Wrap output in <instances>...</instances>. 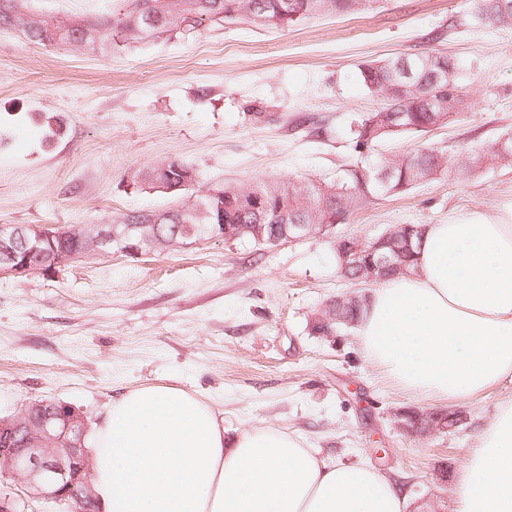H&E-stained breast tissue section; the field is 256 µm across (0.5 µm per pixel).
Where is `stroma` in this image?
I'll return each mask as SVG.
<instances>
[{
	"label": "stroma",
	"mask_w": 512,
	"mask_h": 512,
	"mask_svg": "<svg viewBox=\"0 0 512 512\" xmlns=\"http://www.w3.org/2000/svg\"><path fill=\"white\" fill-rule=\"evenodd\" d=\"M467 0H376L366 13L313 15L285 29L240 22L112 52L50 47L0 31V225L105 224L164 209L129 175L178 160L191 192L257 179L334 181L355 163L352 132L383 100L361 66L442 52L459 63L468 108L380 154L443 149L445 176L349 213L331 234L260 247L221 239L80 259L49 274H0V408L67 403L97 423L127 390L164 383L208 402L229 432L275 427L344 465L404 486V512H455L452 482L512 385L458 403L463 422L399 432L402 407L448 408L396 385L342 328L311 322L360 293L335 241L395 224H439L512 200V168L475 169V150L512 129V26L462 27ZM65 134L50 138L47 117ZM448 483H441L440 470Z\"/></svg>",
	"instance_id": "1"
}]
</instances>
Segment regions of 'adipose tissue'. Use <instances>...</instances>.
Returning <instances> with one entry per match:
<instances>
[{"label":"adipose tissue","mask_w":512,"mask_h":512,"mask_svg":"<svg viewBox=\"0 0 512 512\" xmlns=\"http://www.w3.org/2000/svg\"><path fill=\"white\" fill-rule=\"evenodd\" d=\"M357 336L403 389L464 402L512 384V201L424 225L416 263L367 297ZM100 512H402L401 488L274 428L225 433L212 406L156 384L114 399L89 441ZM455 512H512V399L479 431Z\"/></svg>","instance_id":"1"}]
</instances>
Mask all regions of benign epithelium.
I'll return each mask as SVG.
<instances>
[{"label": "benign epithelium", "instance_id": "obj_1", "mask_svg": "<svg viewBox=\"0 0 512 512\" xmlns=\"http://www.w3.org/2000/svg\"><path fill=\"white\" fill-rule=\"evenodd\" d=\"M81 236L84 248L69 250L61 243ZM119 238L110 224L14 225L0 226V272L17 277L47 273L65 268L88 257L112 253V241ZM363 245L356 238L336 240V250L343 267L361 265ZM42 405L35 400L19 413L0 420V465L6 477L24 480L26 496L63 506L66 503L92 502V470L82 446L88 429L86 417L72 406L58 402L49 420L30 422L28 410ZM456 410L420 411L400 408L394 412V426L409 435L446 432L457 426Z\"/></svg>", "mask_w": 512, "mask_h": 512}]
</instances>
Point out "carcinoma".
Masks as SVG:
<instances>
[{
  "label": "carcinoma",
  "instance_id": "obj_1",
  "mask_svg": "<svg viewBox=\"0 0 512 512\" xmlns=\"http://www.w3.org/2000/svg\"><path fill=\"white\" fill-rule=\"evenodd\" d=\"M32 0H0V29L11 30L14 22L27 14L23 35L43 45L131 47L164 36L190 34L205 24L222 25L245 22L257 26L286 28L317 13L352 15L372 7L373 0H119L118 9L94 19L85 26L71 28L68 18L35 11ZM511 23L512 0L501 7L496 0H476L473 11L462 24ZM458 65L440 52L414 57H396L364 65L359 81L370 93L388 99L389 112L376 111L365 116L354 131V149L370 156L383 141L399 136H419L429 131L438 118L439 102L445 112L457 113L468 107V94L457 81ZM394 130L371 137L366 128L370 117ZM505 148L494 145L486 154H476L473 166L486 162L512 167V133L501 136ZM186 164L168 161L134 172L132 181L143 189L168 182V174ZM448 171V157L428 146L366 163L357 162L345 169L333 183H309L299 186L292 180L248 181L237 186L215 189L213 194L196 198L194 213L181 212L179 203L166 210H138L111 220L123 230L128 224H160L163 235L174 234L177 227L191 231L197 240L221 238L215 228L224 224L237 232L236 241L255 246L267 245L272 237L288 233L290 224H329L337 216H346L369 201L405 194ZM264 228L258 242L255 227ZM386 232L389 242L417 240L419 224L394 225Z\"/></svg>",
  "mask_w": 512,
  "mask_h": 512
}]
</instances>
